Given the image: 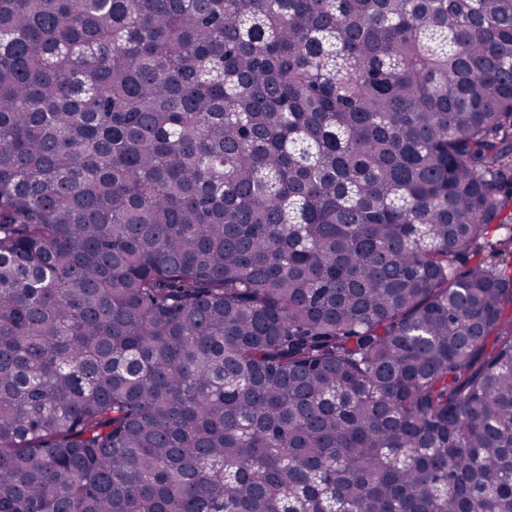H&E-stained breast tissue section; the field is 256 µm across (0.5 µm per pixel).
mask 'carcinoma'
<instances>
[{
	"instance_id": "obj_1",
	"label": "carcinoma",
	"mask_w": 512,
	"mask_h": 512,
	"mask_svg": "<svg viewBox=\"0 0 512 512\" xmlns=\"http://www.w3.org/2000/svg\"><path fill=\"white\" fill-rule=\"evenodd\" d=\"M511 200L512 0H0V512H512ZM511 225V226H510ZM511 224H506L504 228L490 231L487 238L482 242L481 256L486 261L494 262L498 266L512 264V248L508 242L509 230Z\"/></svg>"
}]
</instances>
